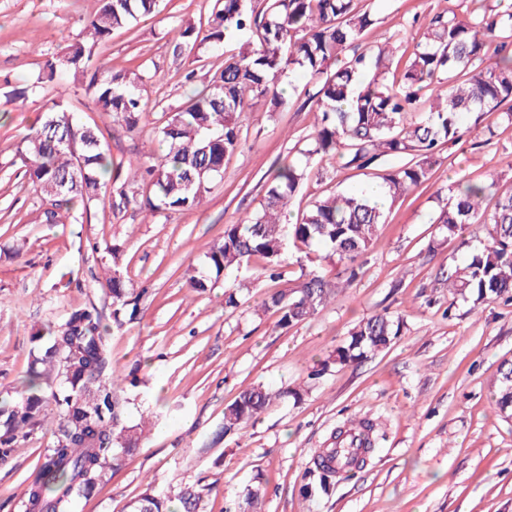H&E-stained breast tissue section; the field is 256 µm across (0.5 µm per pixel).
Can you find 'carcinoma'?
Listing matches in <instances>:
<instances>
[{"label":"carcinoma","instance_id":"obj_1","mask_svg":"<svg viewBox=\"0 0 512 512\" xmlns=\"http://www.w3.org/2000/svg\"><path fill=\"white\" fill-rule=\"evenodd\" d=\"M161 0H102L88 21L86 36L68 45L64 55L44 63L48 79L58 70L92 96L96 111L115 126L140 131L147 105L135 72L103 69L99 45L113 31L160 11ZM216 0L206 24L181 28L175 49L214 47L236 35L243 43L224 56V69L205 88L193 92L158 129L162 153L136 165L132 181L117 192L119 204L135 202L155 215L197 207L208 185L224 174V161L241 146L240 114L249 102L262 99L268 111L286 104L278 90L279 77L295 70L314 85L305 104L314 112L313 131L303 160H289L271 174L260 209L224 229L221 241L205 252L209 269L219 274L245 264L257 269V280L278 283L285 277L282 255L287 244L307 254L318 248L343 265L345 285L357 276L356 262L367 253L385 223L384 208L361 187L340 190L314 202L283 223L300 184L317 161L337 157L348 168L365 171L383 159H399L377 175L389 202L427 182L441 143H458L464 114L503 112L512 122V5L503 0H468L467 16L459 18L453 0L448 8L424 19L413 52L397 55V46L362 44L376 23L362 0ZM96 124L69 112L63 98L52 100L45 118L33 126L18 149L25 176L41 199L46 220L88 215L91 204L112 193L114 161L99 137ZM449 202L436 224L453 235L466 224L487 225V236L468 261L436 278L448 280L455 294L480 304L506 297L512 300V191L502 192L494 181H460L450 188ZM495 198L487 212L483 202ZM112 259V276L103 287L112 297L105 316L96 305L75 307L59 324H49L45 347H38L23 381L20 398L0 403V460L8 458L18 434L35 425L46 391L57 404L60 424L36 479L26 490L27 512H73L77 498L101 480L107 465L118 469L123 457L140 446L142 419L127 423L128 376L117 374L108 344L109 325L122 326L136 318L137 299L121 273L122 245L105 247ZM338 285L314 271L301 272L295 287L274 291L262 302L265 312L288 328L323 310ZM112 323H107V319ZM399 326L384 313L361 321L337 360L352 362L379 351L398 335ZM277 397L262 386L239 393L224 410L222 436L253 422ZM497 408L512 413V364L501 369ZM336 449L316 458L309 469L315 490L328 493L333 479L350 474L364 462L355 453L348 467L335 462ZM260 487L246 489L241 503L225 512H257ZM202 497L190 487L174 495L145 490L130 512H201Z\"/></svg>","mask_w":512,"mask_h":512}]
</instances>
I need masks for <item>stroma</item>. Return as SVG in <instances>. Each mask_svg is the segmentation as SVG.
Listing matches in <instances>:
<instances>
[{
  "mask_svg": "<svg viewBox=\"0 0 512 512\" xmlns=\"http://www.w3.org/2000/svg\"><path fill=\"white\" fill-rule=\"evenodd\" d=\"M364 3L377 18L366 44L397 35L408 53L418 39L413 19L447 7L445 0ZM214 4L169 0L100 48L106 67L144 77V131L131 136L75 92L70 76L43 77L45 59L77 39L102 0H0V398H18L38 328L78 306L110 308L102 287L112 273L105 246L116 241L124 248L123 274L140 295L137 319L109 336L113 359L137 371L126 419L137 423L149 409L159 421L74 512H129L130 500L147 488L166 493L182 483L205 488V512H223L255 484L265 490L262 512H512V416L494 403L500 367L512 363V302L476 308L435 277L484 239L478 224L454 236L437 228L451 183L494 180L500 190L512 189V123L502 113L466 119L463 143L441 145L430 179L388 210L351 285L319 314L285 329L260 309L269 285L240 290L239 306L225 307V290L249 279V271L224 272L202 292L190 289L189 278L226 225L259 209L278 161L306 148L314 115L304 104L309 87L296 74L279 82L288 105L271 112L259 103L242 113L243 146L196 208L147 222L137 206L118 208L107 197L87 219L46 222L17 157L30 127L62 93L76 117L96 121L114 159L145 160L158 149L153 133L165 113L224 66L223 51L203 45L179 52L170 36L199 25ZM190 70L191 84L184 80ZM15 89L24 98L7 102ZM371 181L331 159L322 177L300 186L289 211ZM384 311L401 324L392 344L338 363L336 350L352 329ZM258 384L278 399L243 434L217 438L225 407ZM294 388L301 400L287 397ZM363 420L378 437L364 465L337 478L329 494H308L306 470L316 453L332 447L338 428ZM57 424L56 404L46 400L38 424L0 461V512H26L24 492Z\"/></svg>",
  "mask_w": 512,
  "mask_h": 512,
  "instance_id": "obj_1",
  "label": "stroma"
}]
</instances>
